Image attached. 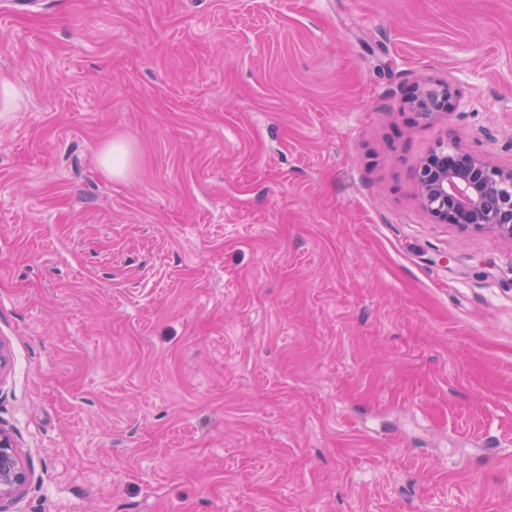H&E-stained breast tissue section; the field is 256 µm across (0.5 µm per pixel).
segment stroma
<instances>
[{
  "instance_id": "1",
  "label": "stroma",
  "mask_w": 512,
  "mask_h": 512,
  "mask_svg": "<svg viewBox=\"0 0 512 512\" xmlns=\"http://www.w3.org/2000/svg\"><path fill=\"white\" fill-rule=\"evenodd\" d=\"M3 83L0 512H512V242L414 177L512 165V0H36ZM451 92L448 86H422L417 89L411 104L417 112H448L452 107ZM131 164V151L124 142L109 143L98 155L100 169L110 176H123ZM29 478L14 437L0 428V501L9 498Z\"/></svg>"
}]
</instances>
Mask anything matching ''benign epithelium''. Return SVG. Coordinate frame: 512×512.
Segmentation results:
<instances>
[{"mask_svg": "<svg viewBox=\"0 0 512 512\" xmlns=\"http://www.w3.org/2000/svg\"><path fill=\"white\" fill-rule=\"evenodd\" d=\"M411 104L421 113L447 112L448 87L422 86ZM422 201L438 224L471 231L489 230L512 241V167H502L472 153L434 151L416 170ZM29 478L14 437L0 428V501Z\"/></svg>", "mask_w": 512, "mask_h": 512, "instance_id": "obj_1", "label": "benign epithelium"}]
</instances>
